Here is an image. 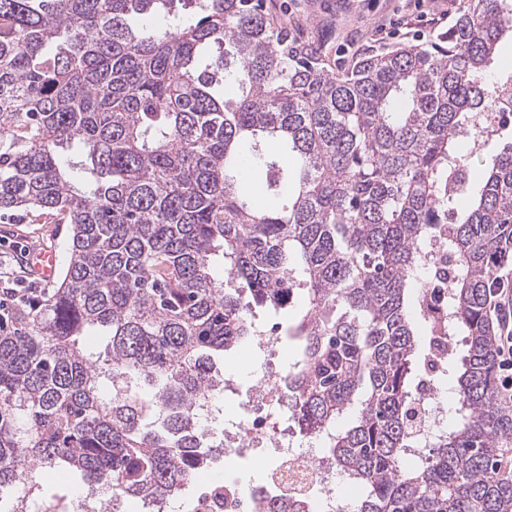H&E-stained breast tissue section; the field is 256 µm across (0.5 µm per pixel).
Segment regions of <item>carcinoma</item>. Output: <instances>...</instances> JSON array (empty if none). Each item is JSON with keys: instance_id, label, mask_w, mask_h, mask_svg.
I'll list each match as a JSON object with an SVG mask.
<instances>
[{"instance_id": "carcinoma-1", "label": "carcinoma", "mask_w": 512, "mask_h": 512, "mask_svg": "<svg viewBox=\"0 0 512 512\" xmlns=\"http://www.w3.org/2000/svg\"><path fill=\"white\" fill-rule=\"evenodd\" d=\"M179 2L0 0V210L71 225L56 291L0 320V512L4 489L54 469L109 492L112 512L181 495L211 455L196 401L224 390V353L260 328L256 310L295 297L286 396L299 434L326 437L360 487L355 512H512V403L496 394L488 315L512 141L476 188L458 137L512 111V75L487 71L512 0H473L438 41L340 74L264 0H198L195 22ZM247 162L267 174L263 205ZM434 240L454 259L458 408L406 469ZM96 332L108 341L93 354ZM265 510L311 512L293 497Z\"/></svg>"}]
</instances>
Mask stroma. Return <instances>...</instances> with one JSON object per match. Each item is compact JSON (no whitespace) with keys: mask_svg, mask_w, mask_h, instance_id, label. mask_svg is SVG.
<instances>
[{"mask_svg":"<svg viewBox=\"0 0 512 512\" xmlns=\"http://www.w3.org/2000/svg\"><path fill=\"white\" fill-rule=\"evenodd\" d=\"M274 7H286L288 22L306 36L326 40L336 70L348 69L361 56L390 51L399 47L431 43L447 33V25L419 26L420 13L436 17L448 13L457 19L469 7L470 0H268ZM68 225L57 224L48 216L30 213L12 215L0 212V251L13 252L19 246L44 248L65 256L69 242ZM295 352L287 337H280L272 363L286 366ZM264 357L243 355L232 350L224 357L225 373L234 375L236 389L217 394L221 412L216 415L213 431L232 425L239 401L247 396L252 372L262 371L271 363Z\"/></svg>","mask_w":512,"mask_h":512,"instance_id":"1","label":"stroma"}]
</instances>
